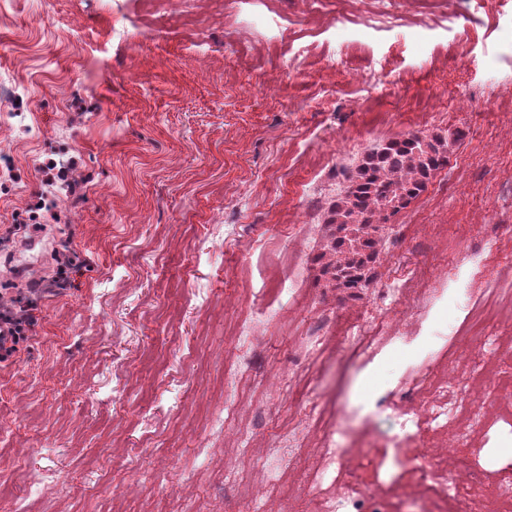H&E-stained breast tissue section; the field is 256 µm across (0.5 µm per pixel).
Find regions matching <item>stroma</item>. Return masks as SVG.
Masks as SVG:
<instances>
[{"mask_svg":"<svg viewBox=\"0 0 512 512\" xmlns=\"http://www.w3.org/2000/svg\"><path fill=\"white\" fill-rule=\"evenodd\" d=\"M9 0L0 82V512H498L512 485V0ZM454 138L450 180L395 216L367 288L318 257L337 166L409 133ZM76 193L44 202L41 166ZM68 260L49 261V235ZM389 318L353 352L336 325ZM330 329L319 349L308 334ZM460 371L449 403L417 389ZM418 415L404 434L402 418ZM225 417L223 427L215 420ZM347 431V471L324 442ZM251 451L239 453L242 443ZM439 450L455 504L412 470ZM368 464L367 490L348 470ZM46 475L32 494L33 475Z\"/></svg>","mask_w":512,"mask_h":512,"instance_id":"35a3bbf8","label":"stroma"}]
</instances>
